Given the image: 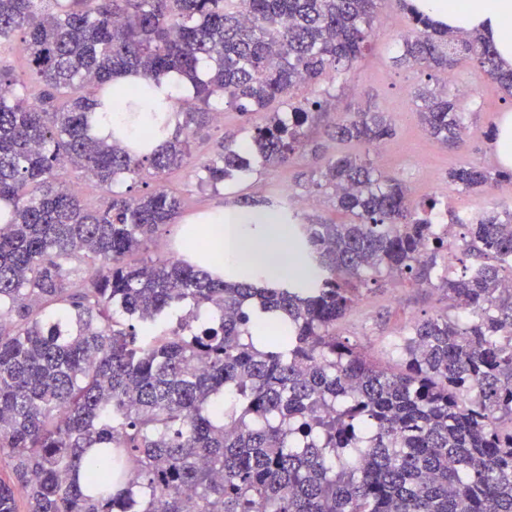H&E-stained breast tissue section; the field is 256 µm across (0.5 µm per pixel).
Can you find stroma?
<instances>
[{"label":"stroma","mask_w":512,"mask_h":512,"mask_svg":"<svg viewBox=\"0 0 512 512\" xmlns=\"http://www.w3.org/2000/svg\"><path fill=\"white\" fill-rule=\"evenodd\" d=\"M378 11L382 27L364 57L349 71L347 84L338 88L330 115L312 127L310 150L293 154L288 165L255 166L248 175L215 192L200 182L202 164L215 157L225 140L232 139L244 146L249 143L250 134L238 112L228 108L222 122L195 135L191 164L170 171L160 181L163 188L184 199L185 208L175 223L158 230L148 245L150 256L179 254L182 225L238 206L244 199L251 206L277 211L293 208L295 201L312 197L315 205L300 212L304 220L345 222V215L337 212L327 195L316 192L313 186L319 168L337 154L349 152L370 159L376 156L374 147L339 143L332 138L331 118L345 112L377 110L389 116L394 133L386 141L389 151L378 168L401 179L411 201L435 196L457 213L512 208V196L496 190L477 196L448 187L451 169L467 163L485 165L494 160L488 132L503 113L512 110V96L471 62L434 71L397 63L403 39L411 27L408 15L401 0H381ZM422 87L440 89L452 97L464 96L468 135L463 146L446 147L426 132L415 97ZM447 309L448 300L441 291L419 287L408 280L386 278L346 312L337 331L385 364L394 361L391 344L407 333L411 323L443 314Z\"/></svg>","instance_id":"1"}]
</instances>
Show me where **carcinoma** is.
<instances>
[{
	"label": "carcinoma",
	"mask_w": 512,
	"mask_h": 512,
	"mask_svg": "<svg viewBox=\"0 0 512 512\" xmlns=\"http://www.w3.org/2000/svg\"><path fill=\"white\" fill-rule=\"evenodd\" d=\"M380 0H0V54L15 34L27 76L0 67V512H512V210L464 221L357 155L329 160L315 186L343 224L282 217L317 268L259 288L253 274L213 273L181 257L144 256L182 200L163 188L116 192L188 164L196 131L226 106L253 127L261 164L308 145L306 129L336 95L293 100L297 85L346 78L375 36ZM400 61L445 69L471 60L512 95V72L477 34L409 11ZM194 85L163 100L130 144L101 138L95 109L135 111L152 87L112 76ZM91 84L92 97L78 93ZM420 120L448 146L463 140L462 100L424 91ZM382 112L336 118L332 136L369 146L392 135ZM108 193L89 206L66 166ZM216 190L251 159L231 142L202 165ZM512 182L477 164L448 173L469 192ZM459 226L465 232L456 234ZM457 251V276L441 265ZM448 296L464 317L413 322L393 367L336 334L381 277ZM270 314L278 333L251 320Z\"/></svg>",
	"instance_id": "1"
}]
</instances>
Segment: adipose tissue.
Returning <instances> with one entry per match:
<instances>
[{"mask_svg":"<svg viewBox=\"0 0 512 512\" xmlns=\"http://www.w3.org/2000/svg\"><path fill=\"white\" fill-rule=\"evenodd\" d=\"M412 7L451 30L480 33L496 52L502 70L512 69V0H410ZM153 122L152 105L140 103L135 117L107 112L97 120L101 135L116 134L135 140ZM198 237L214 248L205 256L208 269L261 270L273 284L300 274L310 275L288 245V226L277 212L266 209L228 208L194 220Z\"/></svg>","mask_w":512,"mask_h":512,"instance_id":"ef3b65f1","label":"adipose tissue"}]
</instances>
